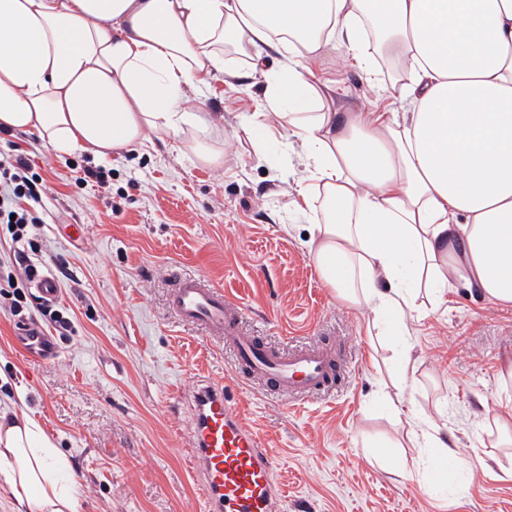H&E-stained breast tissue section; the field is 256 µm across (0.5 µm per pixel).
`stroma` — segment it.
Wrapping results in <instances>:
<instances>
[{
	"label": "stroma",
	"mask_w": 512,
	"mask_h": 512,
	"mask_svg": "<svg viewBox=\"0 0 512 512\" xmlns=\"http://www.w3.org/2000/svg\"><path fill=\"white\" fill-rule=\"evenodd\" d=\"M279 61L271 54L250 75L229 56L240 78L188 95V111L216 119L197 137L223 151L220 165H200L173 137L104 159L57 153L34 132L0 137V154L20 145L46 186L34 240L72 320L54 358L30 357L16 335L35 303L11 311L13 290L0 288V408L23 405L71 461L76 512H203L183 396L200 377L223 378L231 355L169 305L177 277L201 276L265 343L340 350L343 374L324 396L291 402L265 386L241 395L274 452L283 512H512V439L498 428L512 414V304L462 288L439 305L420 294L401 343L379 335L369 306L324 283L309 256L311 221L291 205L306 166L300 144L278 128L260 162L244 132L266 109L263 76ZM311 66L341 111H385L339 54ZM90 165L111 169V196L79 184ZM431 424L457 449L442 469L421 437Z\"/></svg>",
	"instance_id": "stroma-1"
}]
</instances>
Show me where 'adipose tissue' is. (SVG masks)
Listing matches in <instances>:
<instances>
[{
    "label": "adipose tissue",
    "mask_w": 512,
    "mask_h": 512,
    "mask_svg": "<svg viewBox=\"0 0 512 512\" xmlns=\"http://www.w3.org/2000/svg\"><path fill=\"white\" fill-rule=\"evenodd\" d=\"M272 51L264 100L305 149L293 204L321 279L385 322L423 290L512 303V0H0V134L97 157L178 137L211 125L182 103L226 53ZM322 52L373 82L392 69L403 111L329 109ZM69 472L33 417L0 413L18 512H75Z\"/></svg>",
    "instance_id": "obj_1"
}]
</instances>
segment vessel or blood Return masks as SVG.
<instances>
[{
  "instance_id": "1",
  "label": "vessel or blood",
  "mask_w": 512,
  "mask_h": 512,
  "mask_svg": "<svg viewBox=\"0 0 512 512\" xmlns=\"http://www.w3.org/2000/svg\"><path fill=\"white\" fill-rule=\"evenodd\" d=\"M171 307L181 321L202 327L233 353L223 379L199 380L188 397L190 467L207 512H282L274 455L245 420L231 391L247 380L273 386L292 401L325 394L341 373L335 349L307 342L280 351L264 344L244 331L242 307L198 276L179 280ZM17 341L40 359L55 354L43 329L24 328Z\"/></svg>"
}]
</instances>
